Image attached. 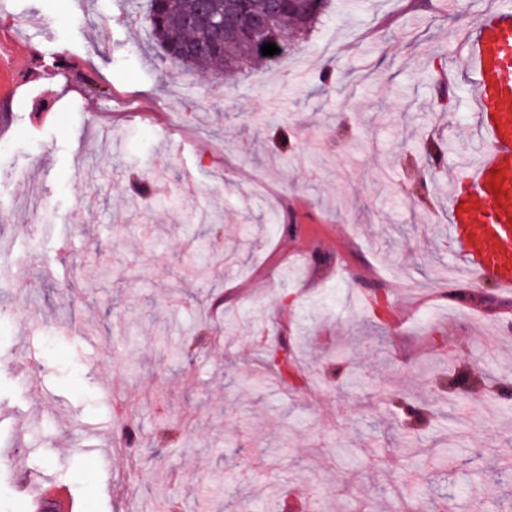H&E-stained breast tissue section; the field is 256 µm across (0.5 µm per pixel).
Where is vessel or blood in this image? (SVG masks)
<instances>
[{
    "mask_svg": "<svg viewBox=\"0 0 512 512\" xmlns=\"http://www.w3.org/2000/svg\"><path fill=\"white\" fill-rule=\"evenodd\" d=\"M471 112L491 144L470 172L468 195L449 193L448 232L460 264L512 291V7L478 24L470 46Z\"/></svg>",
    "mask_w": 512,
    "mask_h": 512,
    "instance_id": "b4317fda",
    "label": "vessel or blood"
}]
</instances>
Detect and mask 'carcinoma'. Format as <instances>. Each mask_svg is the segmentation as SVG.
I'll list each match as a JSON object with an SVG mask.
<instances>
[{
  "label": "carcinoma",
  "mask_w": 512,
  "mask_h": 512,
  "mask_svg": "<svg viewBox=\"0 0 512 512\" xmlns=\"http://www.w3.org/2000/svg\"><path fill=\"white\" fill-rule=\"evenodd\" d=\"M332 0H279L269 8L266 0H245L241 9L261 19L258 24L224 27V0H149L150 35L164 58L183 70L210 73L214 81L230 85L247 66L255 68L272 60L261 47L273 43L280 54L305 38L328 12ZM448 145L430 141L424 147L433 177L441 166ZM302 368L288 346L268 352L251 375L265 384H288L301 377Z\"/></svg>",
  "instance_id": "obj_1"
}]
</instances>
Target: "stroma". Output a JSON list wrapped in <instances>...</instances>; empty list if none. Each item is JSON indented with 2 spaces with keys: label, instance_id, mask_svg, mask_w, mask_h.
<instances>
[{
  "label": "stroma",
  "instance_id": "stroma-1",
  "mask_svg": "<svg viewBox=\"0 0 512 512\" xmlns=\"http://www.w3.org/2000/svg\"><path fill=\"white\" fill-rule=\"evenodd\" d=\"M489 7L334 0L220 90L160 62L145 0H0V512L47 476L81 512H512V294L444 276ZM283 343L303 380L244 385ZM450 434L443 478L398 452Z\"/></svg>",
  "mask_w": 512,
  "mask_h": 512
}]
</instances>
